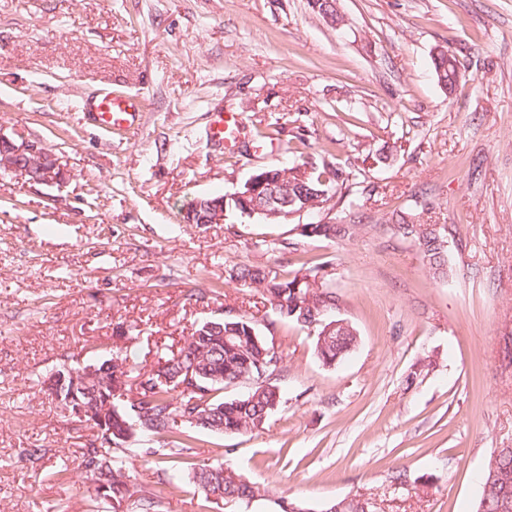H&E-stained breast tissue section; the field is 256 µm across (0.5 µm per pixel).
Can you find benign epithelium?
I'll return each instance as SVG.
<instances>
[{"mask_svg":"<svg viewBox=\"0 0 512 512\" xmlns=\"http://www.w3.org/2000/svg\"><path fill=\"white\" fill-rule=\"evenodd\" d=\"M314 10L320 14L323 21L332 28L336 24V0H310ZM0 166L11 173H17L33 184L60 185L64 183L65 174L58 164L55 154L44 145L23 138H16L0 128ZM234 199L238 205L246 209L250 218H255L266 224L288 220L306 212L301 209L289 214L286 208L289 204L283 202L277 194L269 191L266 174L257 171L253 173L243 186L218 202L195 198L182 212L185 224H222L227 218V201ZM98 374L89 367L79 373L67 366L52 372L45 385L51 396H56L57 389L66 383L73 387L89 386L97 381Z\"/></svg>","mask_w":512,"mask_h":512,"instance_id":"7a95c632","label":"benign epithelium"}]
</instances>
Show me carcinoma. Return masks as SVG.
<instances>
[{"mask_svg":"<svg viewBox=\"0 0 512 512\" xmlns=\"http://www.w3.org/2000/svg\"><path fill=\"white\" fill-rule=\"evenodd\" d=\"M452 66H446V60ZM437 80L453 76L451 87L464 78L454 54L432 59ZM273 189L282 197L318 200L316 208H324L332 199L331 191L341 181L349 179L340 168L327 164L318 168L305 161L267 169ZM410 221L400 217L397 227L418 245L428 272L435 279H446L451 272L444 231L434 233L427 228L409 229ZM306 237L344 239L356 232L355 224H307ZM325 266H301L289 275L268 265L244 264L231 270L230 278L243 286L262 288V296L270 305L276 320L261 324L247 314L218 316L199 325L176 349L159 354L157 365L150 370L135 369L127 358L119 355L93 363L100 372L98 384L92 389L77 391L86 413L98 415L110 412L111 424L99 429L97 439L111 432L112 446L99 448L91 440L82 454L81 466L94 484L96 498L103 504H129L133 512H158L164 489H156L139 497L131 485L119 452L139 433L148 431L160 438L185 433L188 424L182 418L197 415L195 428L218 434H243L258 428L268 420L282 402L280 387L272 383L254 385L243 396L224 399L218 392L230 385L245 383L260 371H274V361L282 360L273 341L261 333L272 329L275 321L317 331L316 353L325 366L332 367L346 358L357 346L356 328L336 329L323 335L321 322H331L339 296L324 275ZM321 280L318 289L308 288L305 280ZM196 383H185L187 374ZM120 374L133 379L116 391L110 381ZM188 482L200 488L206 496L249 504L262 497L263 490L244 479L231 467L197 466L189 464L175 470L168 481L172 489ZM325 512H371L367 499H337L325 507ZM476 512H512V448H498L488 460L481 478V492Z\"/></svg>","mask_w":512,"mask_h":512,"instance_id":"carcinoma-1","label":"carcinoma"}]
</instances>
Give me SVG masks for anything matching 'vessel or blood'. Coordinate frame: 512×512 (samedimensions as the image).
Returning <instances> with one entry per match:
<instances>
[{"label":"vessel or blood","instance_id":"b4317fda","mask_svg":"<svg viewBox=\"0 0 512 512\" xmlns=\"http://www.w3.org/2000/svg\"><path fill=\"white\" fill-rule=\"evenodd\" d=\"M141 100L130 92H113L105 86L80 101L83 117L89 125L109 131L136 125L141 117ZM242 122L232 112L210 115L207 136L214 145L230 149L236 146Z\"/></svg>","mask_w":512,"mask_h":512}]
</instances>
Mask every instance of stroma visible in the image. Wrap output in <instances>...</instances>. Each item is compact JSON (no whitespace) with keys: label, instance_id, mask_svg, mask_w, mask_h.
<instances>
[{"label":"stroma","instance_id":"1","mask_svg":"<svg viewBox=\"0 0 512 512\" xmlns=\"http://www.w3.org/2000/svg\"><path fill=\"white\" fill-rule=\"evenodd\" d=\"M337 7L334 29L308 0H0V127L44 143L66 174L0 173V512L93 508L92 432L38 379L115 352L153 367L219 308L263 317L233 267L324 262L356 349L326 367L315 331L277 323L281 405L245 434L196 431L180 454L236 468L267 499L186 485L160 512H274L280 497L323 512L354 496L374 512H475L492 451L512 448V0ZM441 48L466 72L451 93L433 71ZM107 83L140 96L138 125L84 124L80 94ZM219 110L243 122L235 151L206 140ZM297 151L354 174L333 209L302 218L356 225L350 238L234 215L183 223L193 198ZM400 212L446 226L448 279L430 276ZM198 288L218 296L186 301ZM120 323L135 333L117 338ZM168 450L150 434L128 443L136 489L168 480Z\"/></svg>","mask_w":512,"mask_h":512}]
</instances>
